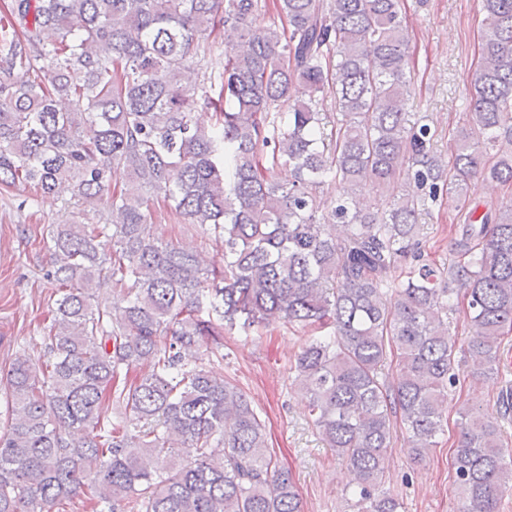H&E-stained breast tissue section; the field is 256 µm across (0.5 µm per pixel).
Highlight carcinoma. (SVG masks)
<instances>
[{"instance_id":"obj_1","label":"carcinoma","mask_w":512,"mask_h":512,"mask_svg":"<svg viewBox=\"0 0 512 512\" xmlns=\"http://www.w3.org/2000/svg\"><path fill=\"white\" fill-rule=\"evenodd\" d=\"M481 10L468 119L446 158L429 125L406 123L400 0L4 5L0 189L68 182L73 208L100 204L107 218L50 225L59 297L44 360L7 373L0 512H52L87 489L92 512H301L249 396L192 356L208 339L222 360L224 334L277 322L330 329L295 359L309 419L352 469L361 512H398L378 490L395 428L418 458L436 447L462 363L485 374L512 332V200L480 215L467 199L478 173L512 182V0ZM215 31L217 82L203 43ZM399 180L407 193L383 208L362 198ZM156 198L220 245L221 268L153 235ZM446 198L458 237L438 263L417 220ZM455 298L462 344L443 319ZM457 414L455 512H499L512 488L501 431L472 408Z\"/></svg>"}]
</instances>
